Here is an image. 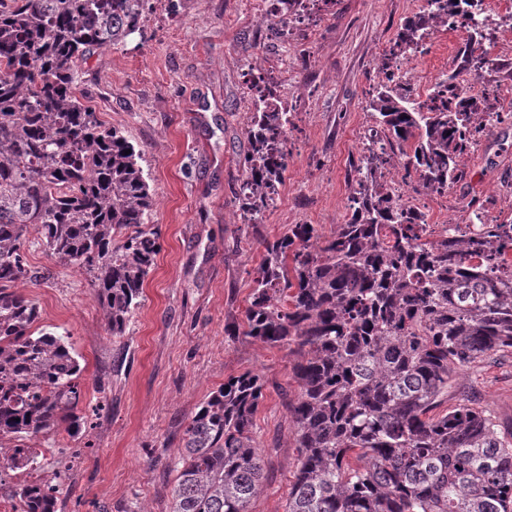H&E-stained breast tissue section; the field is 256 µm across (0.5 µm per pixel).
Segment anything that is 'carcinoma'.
<instances>
[{
  "instance_id": "obj_1",
  "label": "carcinoma",
  "mask_w": 512,
  "mask_h": 512,
  "mask_svg": "<svg viewBox=\"0 0 512 512\" xmlns=\"http://www.w3.org/2000/svg\"><path fill=\"white\" fill-rule=\"evenodd\" d=\"M148 0H0V448L24 474L36 443L82 436L81 366L68 333L11 290L29 276L25 246L39 239L55 263L86 275L107 331L123 337L156 265L145 224L154 198L137 149L77 95L76 64L142 34ZM428 9L405 21L383 53L390 70L438 27ZM484 28L470 30L457 68L419 101L399 84L370 92L385 147L355 167L350 216L323 235L312 224L271 239L262 216L288 166L286 113L257 110L247 129L240 211L264 248L245 330L298 355L288 403L299 458L286 512H512V445L483 414L430 412L453 372L512 349V221L465 240L423 238L384 183L397 155L427 193L460 177L471 137L495 125L494 98L461 89L481 76ZM257 374L229 379L185 426L171 512H250L266 481L253 437L263 398ZM59 485L24 482L21 512H56Z\"/></svg>"
}]
</instances>
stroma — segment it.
I'll return each instance as SVG.
<instances>
[{"label": "stroma", "mask_w": 512, "mask_h": 512, "mask_svg": "<svg viewBox=\"0 0 512 512\" xmlns=\"http://www.w3.org/2000/svg\"><path fill=\"white\" fill-rule=\"evenodd\" d=\"M413 0H303L292 39L256 0H149L143 33L78 64V87L98 119L143 151L155 204L146 222L160 252L125 336L106 330L83 274L55 265L28 244L30 277L16 292L33 299L40 322L68 332L83 369L82 408L90 446L63 470L57 512H170L183 430L228 379L262 376L254 437L267 480L251 512H284L298 450L287 410L296 399L294 355L225 328L243 323L263 249L236 193L249 149L250 83H274L288 110V168L264 219L274 238L293 225L330 234L345 223L354 168L374 123L368 93L377 64ZM500 68L481 86L512 87V9L486 12ZM467 31L441 28L403 80L429 87L456 65ZM459 160L461 177L420 208L430 224H472L477 215L512 221V106ZM481 411L512 443V350L458 370L443 408Z\"/></svg>", "instance_id": "obj_1"}]
</instances>
